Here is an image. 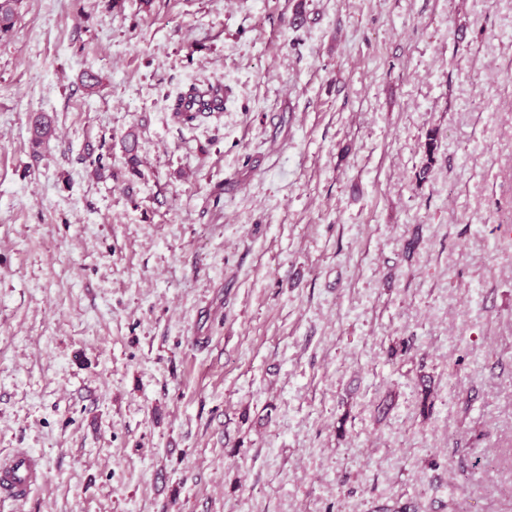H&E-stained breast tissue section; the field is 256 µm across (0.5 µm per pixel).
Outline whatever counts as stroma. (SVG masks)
Segmentation results:
<instances>
[{"instance_id": "1", "label": "stroma", "mask_w": 512, "mask_h": 512, "mask_svg": "<svg viewBox=\"0 0 512 512\" xmlns=\"http://www.w3.org/2000/svg\"><path fill=\"white\" fill-rule=\"evenodd\" d=\"M194 84L224 109L186 124ZM21 449L43 474L0 512H512V0H19Z\"/></svg>"}]
</instances>
